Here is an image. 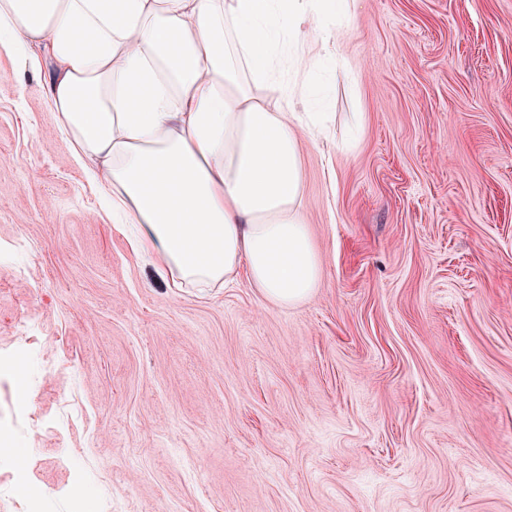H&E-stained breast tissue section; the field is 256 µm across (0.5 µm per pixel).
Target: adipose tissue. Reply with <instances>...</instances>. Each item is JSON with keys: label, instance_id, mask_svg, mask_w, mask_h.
Wrapping results in <instances>:
<instances>
[{"label": "adipose tissue", "instance_id": "1", "mask_svg": "<svg viewBox=\"0 0 512 512\" xmlns=\"http://www.w3.org/2000/svg\"><path fill=\"white\" fill-rule=\"evenodd\" d=\"M349 0H0V49L52 70L58 130L135 225L169 288L239 276L288 308L320 284L303 211L301 119L271 96L282 56L302 88L352 24Z\"/></svg>", "mask_w": 512, "mask_h": 512}]
</instances>
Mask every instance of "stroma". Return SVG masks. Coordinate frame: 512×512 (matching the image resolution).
Masks as SVG:
<instances>
[{
    "mask_svg": "<svg viewBox=\"0 0 512 512\" xmlns=\"http://www.w3.org/2000/svg\"><path fill=\"white\" fill-rule=\"evenodd\" d=\"M303 135L323 277L173 293L46 78L0 84V355L49 512H512V0H355Z\"/></svg>",
    "mask_w": 512,
    "mask_h": 512,
    "instance_id": "obj_1",
    "label": "stroma"
}]
</instances>
